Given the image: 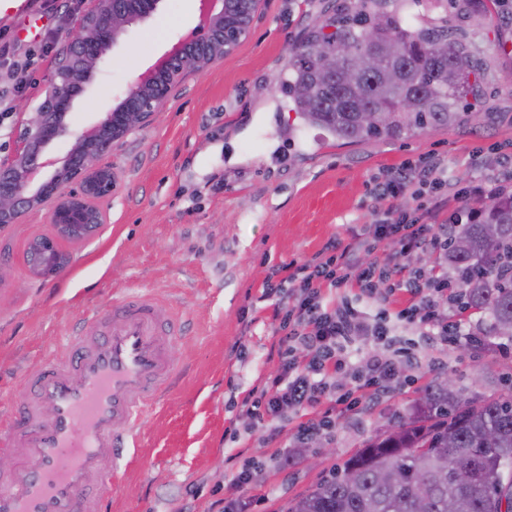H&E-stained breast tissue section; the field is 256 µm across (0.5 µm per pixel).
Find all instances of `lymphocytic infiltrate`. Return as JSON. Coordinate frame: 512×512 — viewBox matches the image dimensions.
<instances>
[{"mask_svg": "<svg viewBox=\"0 0 512 512\" xmlns=\"http://www.w3.org/2000/svg\"><path fill=\"white\" fill-rule=\"evenodd\" d=\"M503 186L485 187L472 180L456 192L448 190V164L439 158L408 160L384 170L374 182V221L368 231L348 243L329 242L315 263L291 262L288 273L273 269L264 285L265 297L274 299V333L278 337L279 368L266 383L244 399L247 415L265 427L269 439L280 434L278 422L291 411L306 412L291 438V447L277 457L287 467L296 449L310 447L332 429L337 409H358L360 391L371 402L389 392L398 374L397 362L384 347L398 338L386 322L370 319L344 292L381 305L396 293L407 304L396 311L398 322L412 326L435 349L473 345L474 336L446 307L454 280L439 265L414 269L409 258L441 255L458 223L471 220L465 201L503 194ZM408 196L410 207L398 213L392 201ZM363 343V369L351 367L352 347ZM350 373L355 388L337 384V375ZM265 469L249 458L238 467L223 498L212 502L213 512H249L248 494Z\"/></svg>", "mask_w": 512, "mask_h": 512, "instance_id": "1", "label": "lymphocytic infiltrate"}]
</instances>
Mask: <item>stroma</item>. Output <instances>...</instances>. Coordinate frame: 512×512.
Masks as SVG:
<instances>
[{"label": "stroma", "mask_w": 512, "mask_h": 512, "mask_svg": "<svg viewBox=\"0 0 512 512\" xmlns=\"http://www.w3.org/2000/svg\"><path fill=\"white\" fill-rule=\"evenodd\" d=\"M345 0H261L248 38L224 59L190 75L162 112L130 133L108 159L117 180L97 234L65 242L67 267L32 277L29 242L52 235L38 206L0 229V427L16 415L23 381L61 351L84 315L115 295L138 290L183 313L175 349L181 380L149 413L140 463L124 465L111 512H209L249 456L278 453L283 436L242 416L240 404L278 368L269 267L309 261L331 240L350 239L371 222L370 181L409 158L436 153L452 179L493 181L488 148L512 145V39L496 16L472 20L475 49L489 65L486 111L471 128L422 131L406 140L346 143L304 123L284 80L291 52L307 29ZM87 0H49L30 18L8 21L11 59L29 63L23 88L0 68V160L7 159L22 118L48 88L58 52ZM200 0H161L134 25L107 68L96 73L71 114L74 132L96 126L128 85L174 39L197 25ZM395 332L412 347L393 389L381 402L336 418L330 440L298 449L285 469L267 470L250 495L254 512H285L289 503L340 471L377 432L405 415L439 374L474 398L512 386V344L463 353L422 345L414 328Z\"/></svg>", "instance_id": "1"}]
</instances>
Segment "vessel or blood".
I'll return each instance as SVG.
<instances>
[{
	"instance_id": "obj_1",
	"label": "vessel or blood",
	"mask_w": 512,
	"mask_h": 512,
	"mask_svg": "<svg viewBox=\"0 0 512 512\" xmlns=\"http://www.w3.org/2000/svg\"><path fill=\"white\" fill-rule=\"evenodd\" d=\"M179 340L177 319L142 294L87 316L7 428L19 462L0 475V512H107L119 462L173 385Z\"/></svg>"
}]
</instances>
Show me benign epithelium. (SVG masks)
<instances>
[{
    "label": "benign epithelium",
    "mask_w": 512,
    "mask_h": 512,
    "mask_svg": "<svg viewBox=\"0 0 512 512\" xmlns=\"http://www.w3.org/2000/svg\"><path fill=\"white\" fill-rule=\"evenodd\" d=\"M161 0H93L80 15L75 32L55 68L54 80L34 115L20 130L12 157L0 161V224H13L26 211L49 204V221L58 237L79 242L105 223L95 202L116 190L112 166L104 158L129 133L162 111L173 89L190 73H200L230 54L249 33L260 0H224V10L191 37L176 42L179 50L163 55L146 78L136 77L121 100L108 110L92 137L76 133L69 122L74 102L87 90L108 53L125 39L131 26L151 18ZM65 137L74 144L65 162L39 186L35 176L49 166L50 146ZM68 260L56 241L32 249L30 272L50 278Z\"/></svg>",
    "instance_id": "benign-epithelium-1"
}]
</instances>
